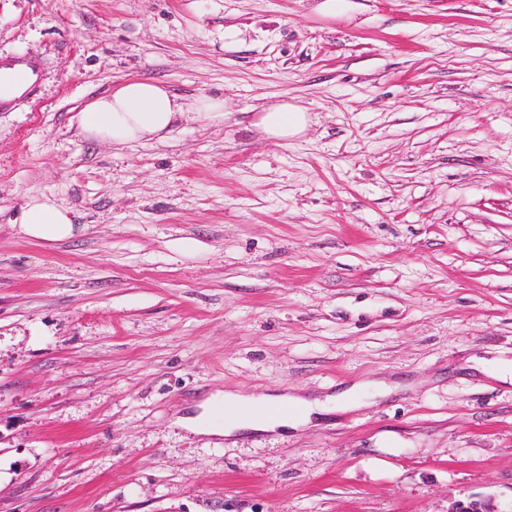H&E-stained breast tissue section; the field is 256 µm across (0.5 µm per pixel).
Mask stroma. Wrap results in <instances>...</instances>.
<instances>
[{
	"mask_svg": "<svg viewBox=\"0 0 512 512\" xmlns=\"http://www.w3.org/2000/svg\"><path fill=\"white\" fill-rule=\"evenodd\" d=\"M319 2L0 0L39 70L0 109V512H512V382L471 368L512 362V0ZM133 77L223 124L85 137ZM33 193L80 233L20 236ZM352 386L285 435L177 423ZM308 122L309 116L303 108L282 100L258 112L251 126L268 139L288 143L302 134Z\"/></svg>",
	"mask_w": 512,
	"mask_h": 512,
	"instance_id": "1",
	"label": "stroma"
}]
</instances>
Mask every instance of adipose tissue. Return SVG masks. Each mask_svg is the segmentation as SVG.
<instances>
[{
    "mask_svg": "<svg viewBox=\"0 0 512 512\" xmlns=\"http://www.w3.org/2000/svg\"><path fill=\"white\" fill-rule=\"evenodd\" d=\"M224 103L203 97L187 104L161 81L134 77L112 93L88 103L81 117L83 132L90 138L112 144H130L153 138L165 139L180 122L197 118L214 124L224 120ZM309 122L300 106L282 100L259 112L252 126L266 138L285 143L302 134ZM19 233L29 239L59 243L78 232L67 209L59 207L45 194L28 197L21 209ZM273 404L299 408L298 416L285 413L258 415V398L223 392L210 395L202 403L203 411L188 418L187 424L205 433L229 436L242 431H284L308 423L312 415L324 412L323 403L295 395L273 397Z\"/></svg>",
    "mask_w": 512,
    "mask_h": 512,
    "instance_id": "obj_1",
    "label": "adipose tissue"
}]
</instances>
